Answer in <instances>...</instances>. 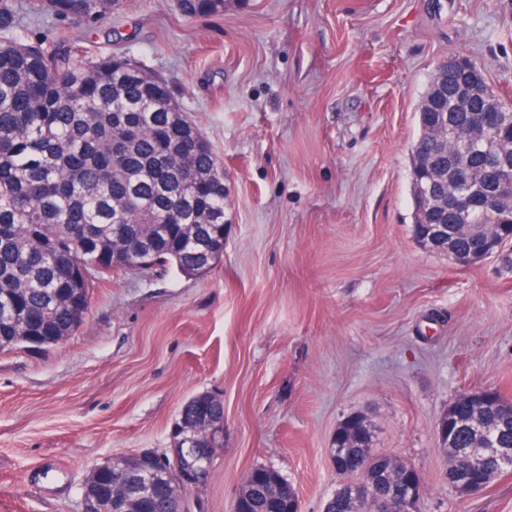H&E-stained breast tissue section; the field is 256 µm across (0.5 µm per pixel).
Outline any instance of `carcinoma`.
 I'll list each match as a JSON object with an SVG mask.
<instances>
[{
	"label": "carcinoma",
	"mask_w": 512,
	"mask_h": 512,
	"mask_svg": "<svg viewBox=\"0 0 512 512\" xmlns=\"http://www.w3.org/2000/svg\"><path fill=\"white\" fill-rule=\"evenodd\" d=\"M120 0H40V8L64 28L76 21L93 29ZM186 17L224 9V0H176ZM13 0H0V350L28 346L42 337L43 348L81 326L93 283L121 270L131 257L124 241L135 243L155 265L183 275L211 262L192 250L194 238L213 251L224 249V164L201 131L175 102L164 79L119 55L79 57L67 40L43 33L22 38ZM437 70L418 109L419 138L413 155L427 160L437 193L414 205L412 232L425 243L432 224H478L493 237L512 234V208L486 206L456 218L442 197L448 193V161L471 170L475 184L492 162L512 166V130L500 129L488 142L465 150L441 142L430 114L445 107L461 140L474 134L484 105L500 101L485 88L483 104L461 86L465 67ZM499 393L478 396L464 420L448 412L452 427L465 425L448 456L473 448L485 433L499 447L512 448V420L499 407ZM340 456L346 470L361 472L368 457L397 464L380 452L367 423L345 424ZM479 465L487 483L507 471L496 457ZM244 512H291L288 495L271 497L247 481L239 492ZM328 512H367V505L337 490Z\"/></svg>",
	"instance_id": "carcinoma-1"
}]
</instances>
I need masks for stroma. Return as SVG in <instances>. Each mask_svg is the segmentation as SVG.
<instances>
[{
  "instance_id": "1",
  "label": "stroma",
  "mask_w": 512,
  "mask_h": 512,
  "mask_svg": "<svg viewBox=\"0 0 512 512\" xmlns=\"http://www.w3.org/2000/svg\"><path fill=\"white\" fill-rule=\"evenodd\" d=\"M65 33L169 82L224 164V254L192 277L113 274L66 341L0 351V512H80L94 464L173 454L201 393L224 404V444L190 512H232L257 466L322 512L353 413L420 471V512H512V471L454 496L437 435L460 394L512 400V242L459 266L414 238L411 197L441 61L468 56L512 101V0H224L191 19L123 0Z\"/></svg>"
}]
</instances>
